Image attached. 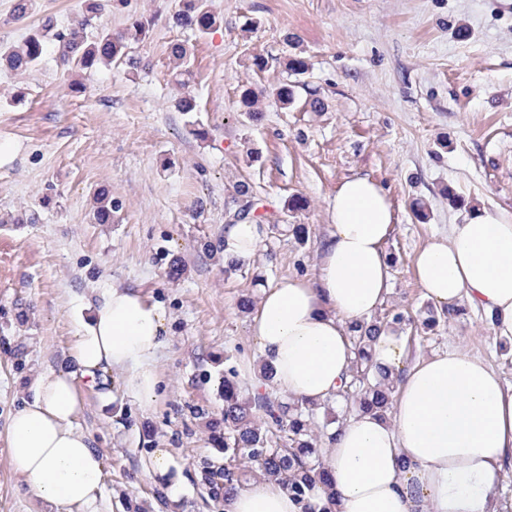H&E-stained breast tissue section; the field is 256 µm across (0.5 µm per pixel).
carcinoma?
I'll return each instance as SVG.
<instances>
[{"label":"carcinoma","mask_w":512,"mask_h":512,"mask_svg":"<svg viewBox=\"0 0 512 512\" xmlns=\"http://www.w3.org/2000/svg\"><path fill=\"white\" fill-rule=\"evenodd\" d=\"M178 21L204 35L221 24L222 18L211 12L205 0H182ZM88 20L75 21L68 29H57L46 19L18 45L0 51V67L12 72H26L42 59L48 44L58 43L63 65L74 71H93L118 63L128 55L129 45L144 41L150 32L149 23L133 20L117 36L86 32ZM175 60L173 77L180 86L193 78L194 58L182 44L171 48ZM116 205L107 193L95 196V218L112 219ZM380 325L370 323L350 327L356 359L350 379L340 397L364 411L381 416L388 413L394 398V386L387 381L384 370L375 365L370 347ZM233 366L224 370V469L223 474L207 466L204 470L210 493L218 498L229 496L239 484L249 481L248 464L255 463L265 476L277 477L301 501L304 512H331L329 504L308 501V493L317 483L328 487L330 475L322 466L317 448L318 434L332 438L333 429L340 427L339 415L328 404H299L281 395L272 383L271 370L263 367L261 385L244 392L236 382Z\"/></svg>","instance_id":"cac0c4a2"}]
</instances>
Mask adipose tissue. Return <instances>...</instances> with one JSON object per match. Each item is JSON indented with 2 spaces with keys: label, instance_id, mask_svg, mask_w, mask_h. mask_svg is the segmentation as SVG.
<instances>
[{
  "label": "adipose tissue",
  "instance_id": "1",
  "mask_svg": "<svg viewBox=\"0 0 512 512\" xmlns=\"http://www.w3.org/2000/svg\"><path fill=\"white\" fill-rule=\"evenodd\" d=\"M327 218L315 276L264 289L251 326L279 392L313 403L335 400L355 358L349 324L368 319L390 291L384 243L394 213L384 188L346 179ZM415 272L437 307L481 310L495 339L512 343L511 211L466 212L418 251ZM165 335L163 310L119 285L105 290L90 319L75 321L67 365L40 373L7 425L10 464L37 498L96 512L103 459L77 427L84 403L76 379L117 372L128 392L152 403ZM372 358L395 382L391 416L354 413L321 447L336 492L332 512H498L512 476V385L455 347L411 358L403 332L389 327ZM224 512H304V504L263 478L240 488Z\"/></svg>",
  "mask_w": 512,
  "mask_h": 512
}]
</instances>
